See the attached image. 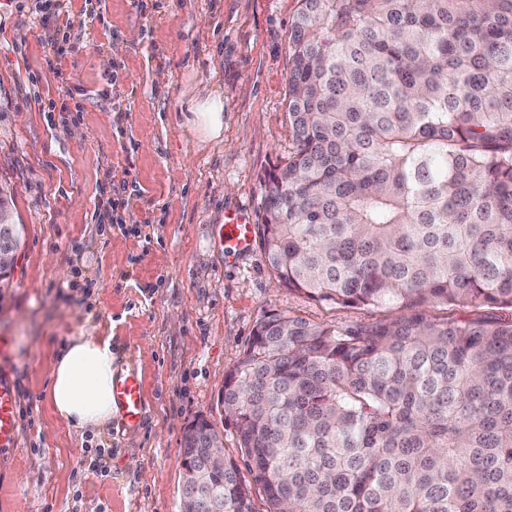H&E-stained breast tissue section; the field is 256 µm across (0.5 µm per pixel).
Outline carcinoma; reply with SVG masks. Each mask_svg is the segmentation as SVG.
<instances>
[{
	"mask_svg": "<svg viewBox=\"0 0 512 512\" xmlns=\"http://www.w3.org/2000/svg\"><path fill=\"white\" fill-rule=\"evenodd\" d=\"M274 277L356 326L267 313L224 378L244 465L183 433L197 512H512V0H300ZM488 307L505 318L440 317ZM250 479H245L241 468Z\"/></svg>",
	"mask_w": 512,
	"mask_h": 512,
	"instance_id": "obj_1",
	"label": "carcinoma"
}]
</instances>
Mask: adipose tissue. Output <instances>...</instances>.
Returning <instances> with one entry per match:
<instances>
[{
  "mask_svg": "<svg viewBox=\"0 0 512 512\" xmlns=\"http://www.w3.org/2000/svg\"><path fill=\"white\" fill-rule=\"evenodd\" d=\"M190 128L206 141L224 136V103L217 93L190 91L185 99ZM116 376L108 337L88 330L75 337L55 361L49 399L57 414L76 437L102 436L112 426L117 410L112 400Z\"/></svg>",
  "mask_w": 512,
  "mask_h": 512,
  "instance_id": "obj_1",
  "label": "adipose tissue"
}]
</instances>
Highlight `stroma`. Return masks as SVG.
<instances>
[{
  "instance_id": "stroma-1",
  "label": "stroma",
  "mask_w": 512,
  "mask_h": 512,
  "mask_svg": "<svg viewBox=\"0 0 512 512\" xmlns=\"http://www.w3.org/2000/svg\"><path fill=\"white\" fill-rule=\"evenodd\" d=\"M298 8L0 0V185L24 227L0 292V377L18 414L14 443L0 446V512H180L186 422L205 416L225 454L242 456L218 396L265 312L339 327L395 317L321 305L282 286L260 246L232 254L219 241L226 211L255 216L260 174L288 158ZM201 75L224 100L220 143L183 123ZM74 127L89 137H70ZM89 321L148 403L138 429L113 417L93 445L48 400L56 356Z\"/></svg>"
}]
</instances>
